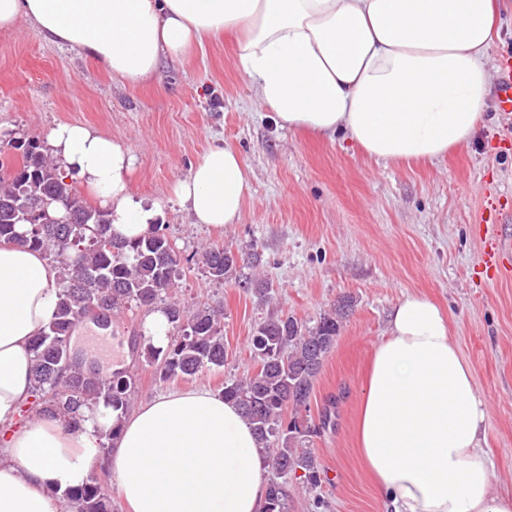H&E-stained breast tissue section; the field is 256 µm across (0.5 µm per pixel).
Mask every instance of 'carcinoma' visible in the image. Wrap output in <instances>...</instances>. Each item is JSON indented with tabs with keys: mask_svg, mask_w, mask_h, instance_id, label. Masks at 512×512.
Instances as JSON below:
<instances>
[{
	"mask_svg": "<svg viewBox=\"0 0 512 512\" xmlns=\"http://www.w3.org/2000/svg\"><path fill=\"white\" fill-rule=\"evenodd\" d=\"M58 206L72 213L74 223H49ZM28 209L36 222L20 219ZM111 225L112 210L88 204L58 172L38 138L20 136L0 143V242L42 251L60 272L56 314L31 342L34 400L27 412L32 415L48 412L76 424L81 408L101 399L122 412L130 408L135 393L131 377L117 373L105 381L82 361L66 357V339L92 307L108 314L133 302L148 311L163 310L171 326L169 341L164 347L150 342L144 351L162 382L224 367L222 310L207 304L189 311L172 296L183 271L182 257L162 225L134 242L112 239ZM197 261L214 281L237 276L235 254L222 246L202 249ZM352 307V300L343 299L312 326L290 314L263 321L250 341L257 372L230 380L222 389L224 399L241 408L271 458L263 512H289L288 483L293 480L309 489L322 483L320 464L308 448L316 428L302 412L312 381ZM64 495L75 512H112L96 478Z\"/></svg>",
	"mask_w": 512,
	"mask_h": 512,
	"instance_id": "carcinoma-1",
	"label": "carcinoma"
}]
</instances>
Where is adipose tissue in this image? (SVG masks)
I'll use <instances>...</instances> for the list:
<instances>
[{"label": "adipose tissue", "instance_id": "1", "mask_svg": "<svg viewBox=\"0 0 512 512\" xmlns=\"http://www.w3.org/2000/svg\"><path fill=\"white\" fill-rule=\"evenodd\" d=\"M499 0H0V30L27 20L43 40L81 49L124 82L156 79L162 59L231 33L235 61L283 129L355 142L386 163L466 147L491 92ZM47 144L65 175L112 209L121 240L152 234L165 207L132 198L133 157L101 131L63 124ZM245 160L214 146L171 196L196 223H240ZM59 302L39 251L0 243V512H62L63 491L99 464L127 512H262L271 460L239 407L202 386L160 393L123 414L97 403L77 425L26 418L30 342ZM450 314L403 295L360 397L359 453L383 512H512L483 442L487 405L449 338ZM109 450H102V442Z\"/></svg>", "mask_w": 512, "mask_h": 512}]
</instances>
